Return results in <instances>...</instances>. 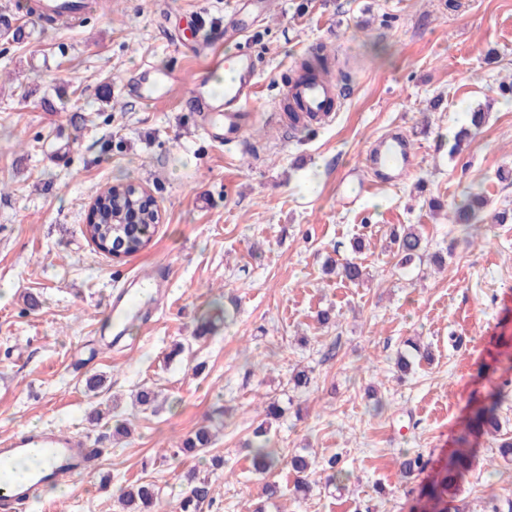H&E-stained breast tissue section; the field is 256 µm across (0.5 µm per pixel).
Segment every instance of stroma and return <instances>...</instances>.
<instances>
[{
	"label": "stroma",
	"instance_id": "1",
	"mask_svg": "<svg viewBox=\"0 0 512 512\" xmlns=\"http://www.w3.org/2000/svg\"><path fill=\"white\" fill-rule=\"evenodd\" d=\"M26 2L0 0L21 30L0 36V439L56 429L103 451L33 512H122L119 488L138 481L173 512L192 469L211 487L200 512H252L262 479L246 442L268 401L283 410L270 430L279 452L340 455L350 477L299 498L280 469L267 512H409L420 481L402 477L401 454L444 462L470 398L504 385L481 367L512 336V219L467 244L448 209L477 184L490 207L512 210V185L497 178L512 170V106L498 102L512 80V0H270L236 44L222 36L228 0H86L80 24L55 27ZM322 45L342 94L334 123H272ZM238 46L260 78L237 145L205 133L186 86L151 106L121 94L142 65L203 76L210 52ZM478 107L488 123L451 153L462 112ZM394 131L409 137L413 165L380 185L362 158ZM119 181L148 190L162 219L147 249L115 261L84 225L92 198ZM396 224L416 225L427 244L406 268L389 248ZM352 256L364 282L325 274L327 258ZM148 273L165 292L113 345L107 299ZM327 309L335 321L323 327ZM410 338L431 357L402 379L395 360ZM297 367L309 387L290 384ZM93 375L104 380L94 391ZM142 387L159 392V408L133 405ZM99 406L111 421L89 424ZM119 421L129 437H114ZM203 425L221 468L176 453ZM478 446L461 493L469 512L512 498V465L492 439Z\"/></svg>",
	"mask_w": 512,
	"mask_h": 512
}]
</instances>
